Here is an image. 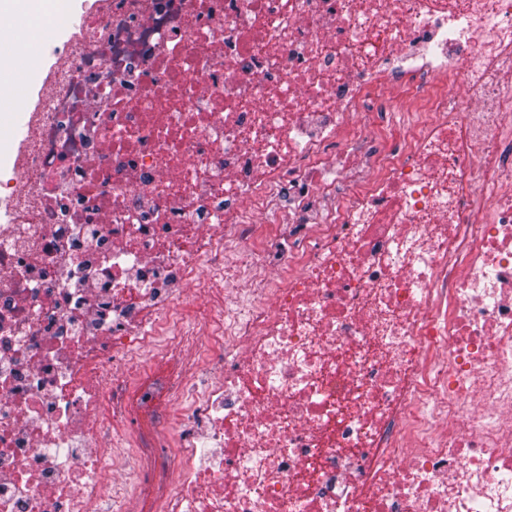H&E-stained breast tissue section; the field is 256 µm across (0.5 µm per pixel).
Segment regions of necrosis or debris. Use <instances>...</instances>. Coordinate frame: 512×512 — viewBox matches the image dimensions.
I'll return each instance as SVG.
<instances>
[{
  "instance_id": "1",
  "label": "necrosis or debris",
  "mask_w": 512,
  "mask_h": 512,
  "mask_svg": "<svg viewBox=\"0 0 512 512\" xmlns=\"http://www.w3.org/2000/svg\"><path fill=\"white\" fill-rule=\"evenodd\" d=\"M35 75L0 512L116 428L120 512H512V0H93Z\"/></svg>"
}]
</instances>
